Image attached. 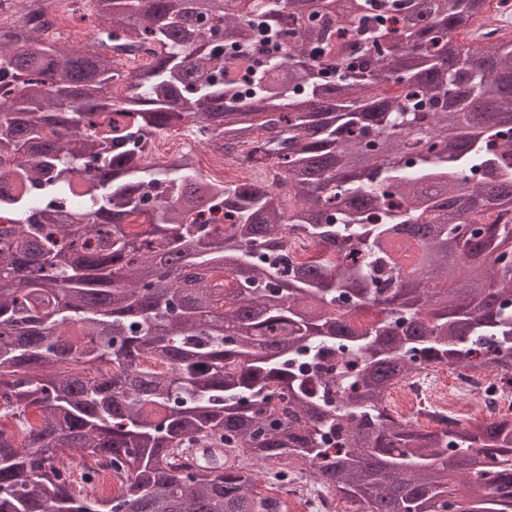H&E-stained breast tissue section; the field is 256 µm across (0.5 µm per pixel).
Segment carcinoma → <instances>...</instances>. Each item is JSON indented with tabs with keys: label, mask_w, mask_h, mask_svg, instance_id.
Masks as SVG:
<instances>
[{
	"label": "carcinoma",
	"mask_w": 512,
	"mask_h": 512,
	"mask_svg": "<svg viewBox=\"0 0 512 512\" xmlns=\"http://www.w3.org/2000/svg\"><path fill=\"white\" fill-rule=\"evenodd\" d=\"M91 2L83 49L46 37L53 0L0 22V512H289L243 457L357 512H512V414L381 410L441 364L512 388V31L467 42L489 0ZM178 125L253 176L150 166ZM301 235L336 259L292 264ZM68 448L117 490L74 491ZM184 454L192 460L204 461L209 465L224 467V460L231 456L227 448L197 444L194 448H185Z\"/></svg>",
	"instance_id": "cac0c4a2"
}]
</instances>
